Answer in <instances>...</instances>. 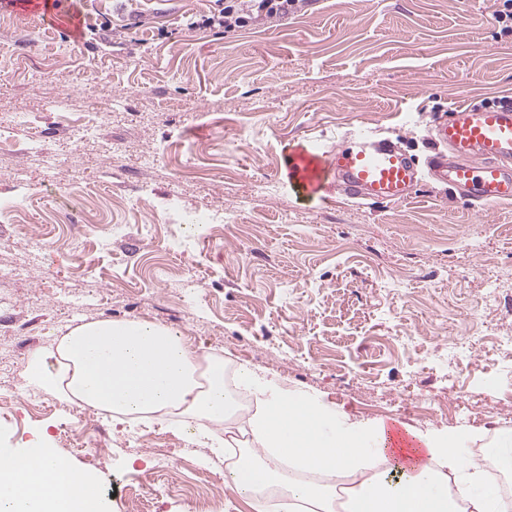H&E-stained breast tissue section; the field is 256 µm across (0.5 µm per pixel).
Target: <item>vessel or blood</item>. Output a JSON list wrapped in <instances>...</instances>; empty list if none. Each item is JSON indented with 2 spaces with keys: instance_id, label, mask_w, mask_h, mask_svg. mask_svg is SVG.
<instances>
[{
  "instance_id": "b4317fda",
  "label": "vessel or blood",
  "mask_w": 512,
  "mask_h": 512,
  "mask_svg": "<svg viewBox=\"0 0 512 512\" xmlns=\"http://www.w3.org/2000/svg\"><path fill=\"white\" fill-rule=\"evenodd\" d=\"M430 133L443 151L422 166L391 138L358 128L336 152L313 146L289 156L288 173L306 191L316 190L320 174H333L355 199L402 201L427 177L469 201L512 203V103L455 108Z\"/></svg>"
}]
</instances>
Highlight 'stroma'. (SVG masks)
Masks as SVG:
<instances>
[{"label": "stroma", "instance_id": "1", "mask_svg": "<svg viewBox=\"0 0 512 512\" xmlns=\"http://www.w3.org/2000/svg\"><path fill=\"white\" fill-rule=\"evenodd\" d=\"M212 7L0 5V120L19 146H0V391L15 392L0 450L42 445L92 479L103 512H137L131 476L150 468L149 449L94 463L64 440L65 402L45 394L34 416L23 393L31 352L93 320L180 331L352 422L486 443L512 430V349L497 342L512 336V204H469L428 180L400 203L349 198L330 179L305 193L285 165L357 127L422 161L441 115L512 101V35L494 0H302L230 32L186 26ZM94 12L112 21L105 37L82 34ZM91 112L100 127L86 138L75 120ZM33 139L53 172L21 153ZM207 207L227 221L206 240L170 221ZM224 469L196 443L155 474L147 512H258L210 495Z\"/></svg>", "mask_w": 512, "mask_h": 512}]
</instances>
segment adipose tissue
Returning <instances> with one entry per match:
<instances>
[{"label":"adipose tissue","mask_w":512,"mask_h":512,"mask_svg":"<svg viewBox=\"0 0 512 512\" xmlns=\"http://www.w3.org/2000/svg\"><path fill=\"white\" fill-rule=\"evenodd\" d=\"M27 384L119 421L189 419L204 436L238 414L235 392L245 390L256 409L248 440L224 441L239 449L224 484L253 502L279 491L288 512H512V501L484 483L480 462L463 452L476 434L339 421L333 408L246 366L232 380L223 358L200 366L188 337L147 320L72 328L55 347L31 353ZM0 512H102V503L90 478L35 446L0 453Z\"/></svg>","instance_id":"ef3b65f1"}]
</instances>
